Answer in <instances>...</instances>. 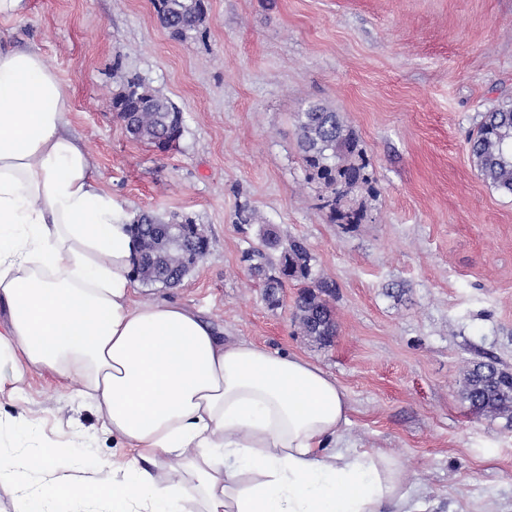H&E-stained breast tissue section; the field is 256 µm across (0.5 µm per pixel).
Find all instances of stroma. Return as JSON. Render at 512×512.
Segmentation results:
<instances>
[{"instance_id":"obj_1","label":"stroma","mask_w":512,"mask_h":512,"mask_svg":"<svg viewBox=\"0 0 512 512\" xmlns=\"http://www.w3.org/2000/svg\"><path fill=\"white\" fill-rule=\"evenodd\" d=\"M192 38L164 28L152 0H26L0 43L39 50L68 86L69 129L99 186L130 216L191 219L209 240L180 284L134 281L143 304L202 311L224 341L298 356L344 389L337 442L400 463L422 512H512V427L474 413L466 371L512 369V196L474 169L468 136L512 103V0H206ZM139 78L177 104L184 129L159 152L111 108ZM311 104L358 133L373 181L350 226L308 180L294 115ZM299 239L315 278L334 282L332 343L303 336L299 283L278 303L245 259L263 228ZM32 441L122 456L74 387L39 371L0 396Z\"/></svg>"}]
</instances>
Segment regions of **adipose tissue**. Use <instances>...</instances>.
Listing matches in <instances>:
<instances>
[{"label": "adipose tissue", "mask_w": 512, "mask_h": 512, "mask_svg": "<svg viewBox=\"0 0 512 512\" xmlns=\"http://www.w3.org/2000/svg\"><path fill=\"white\" fill-rule=\"evenodd\" d=\"M70 106L42 53L0 46V396L29 370L78 382L127 454L80 468L66 444L0 452L17 512H420L396 458L337 449L348 400L320 367L135 301L128 219Z\"/></svg>", "instance_id": "obj_1"}]
</instances>
